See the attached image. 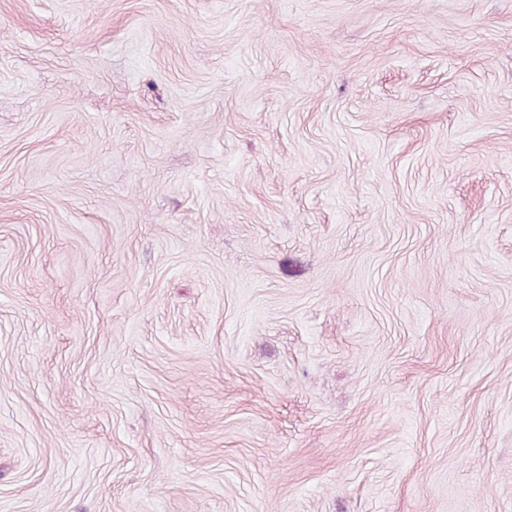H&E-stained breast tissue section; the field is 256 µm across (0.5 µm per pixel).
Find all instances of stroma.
I'll list each match as a JSON object with an SVG mask.
<instances>
[{"label":"stroma","mask_w":512,"mask_h":512,"mask_svg":"<svg viewBox=\"0 0 512 512\" xmlns=\"http://www.w3.org/2000/svg\"><path fill=\"white\" fill-rule=\"evenodd\" d=\"M0 512H512V0H0Z\"/></svg>","instance_id":"1"}]
</instances>
